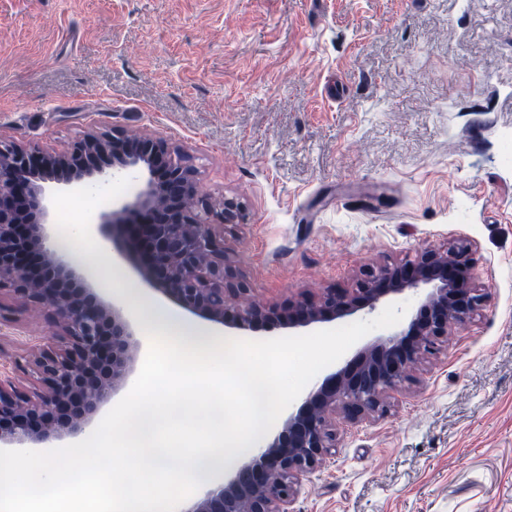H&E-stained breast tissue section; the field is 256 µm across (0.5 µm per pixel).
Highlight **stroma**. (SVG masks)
Wrapping results in <instances>:
<instances>
[{"label": "stroma", "mask_w": 512, "mask_h": 512, "mask_svg": "<svg viewBox=\"0 0 512 512\" xmlns=\"http://www.w3.org/2000/svg\"><path fill=\"white\" fill-rule=\"evenodd\" d=\"M119 126L182 149L244 223L224 250L284 306L466 239L481 314L337 421L297 512H512V0H0V137L60 151ZM74 265L138 311L111 244Z\"/></svg>", "instance_id": "1"}]
</instances>
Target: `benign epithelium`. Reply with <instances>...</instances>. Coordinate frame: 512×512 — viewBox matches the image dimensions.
<instances>
[{"label":"benign epithelium","instance_id":"7a95c632","mask_svg":"<svg viewBox=\"0 0 512 512\" xmlns=\"http://www.w3.org/2000/svg\"><path fill=\"white\" fill-rule=\"evenodd\" d=\"M138 171L147 173L139 192L112 203L84 231L111 241L151 290L185 313L244 331L283 315L298 328L419 295L394 329L289 406L256 455L179 510L240 512L245 503L249 512H294L303 481L338 445L336 415L348 423L388 415L389 398L411 372L486 306L489 289L471 276L476 249L458 240L369 267L354 288H327L280 311L246 299L250 289L225 256L219 229L243 222L244 205L200 195L197 170L184 164L180 148L118 127L91 129L58 153L0 139V297L47 313L59 329L26 355L8 354V336H0V355L11 359L10 370L0 372V449L57 447L102 419L127 385L142 348L132 311L123 299L102 295L54 248L52 221L57 195H82Z\"/></svg>","mask_w":512,"mask_h":512}]
</instances>
